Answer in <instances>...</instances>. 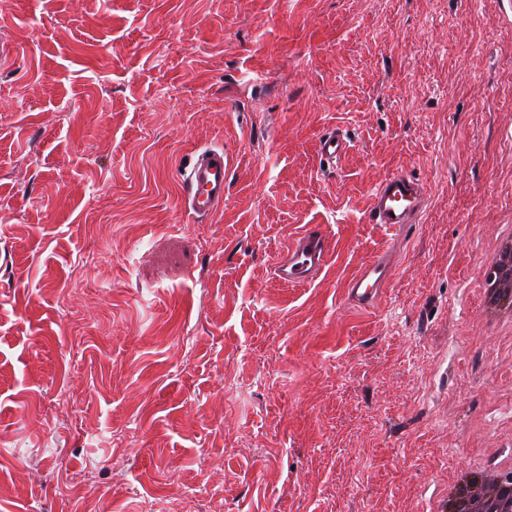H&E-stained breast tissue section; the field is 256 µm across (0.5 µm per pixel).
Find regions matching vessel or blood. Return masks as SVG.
Returning a JSON list of instances; mask_svg holds the SVG:
<instances>
[{
  "label": "vessel or blood",
  "mask_w": 512,
  "mask_h": 512,
  "mask_svg": "<svg viewBox=\"0 0 512 512\" xmlns=\"http://www.w3.org/2000/svg\"><path fill=\"white\" fill-rule=\"evenodd\" d=\"M352 148L339 130L321 135L318 156L324 166L336 167ZM229 158L223 147L209 146L195 153L192 163L181 174L184 210L195 218L210 217L224 206ZM427 205L422 183L411 176L395 173L380 183L370 198L369 220L393 230L417 223ZM336 249V240L322 229L306 228L292 238L273 264L275 278L291 288L310 284L326 267ZM392 279L385 256L365 263L347 283V301L357 309L376 306L379 292Z\"/></svg>",
  "instance_id": "obj_1"
}]
</instances>
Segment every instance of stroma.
Wrapping results in <instances>:
<instances>
[{
  "mask_svg": "<svg viewBox=\"0 0 512 512\" xmlns=\"http://www.w3.org/2000/svg\"><path fill=\"white\" fill-rule=\"evenodd\" d=\"M497 25L486 0H0V512H424L512 466V321L477 281L512 223ZM211 145L198 220L178 173ZM396 172L428 198L399 233L368 220ZM304 224L340 253L289 288ZM352 148L348 137L338 129L327 131L321 135L318 144V156L324 166L336 167ZM229 158L223 146L198 149L181 174L184 210L197 219L210 217L224 207ZM392 279L385 256L376 255L365 263L347 283V301L357 309L369 310L377 305L379 292Z\"/></svg>",
  "mask_w": 512,
  "mask_h": 512,
  "instance_id": "stroma-1",
  "label": "stroma"
}]
</instances>
